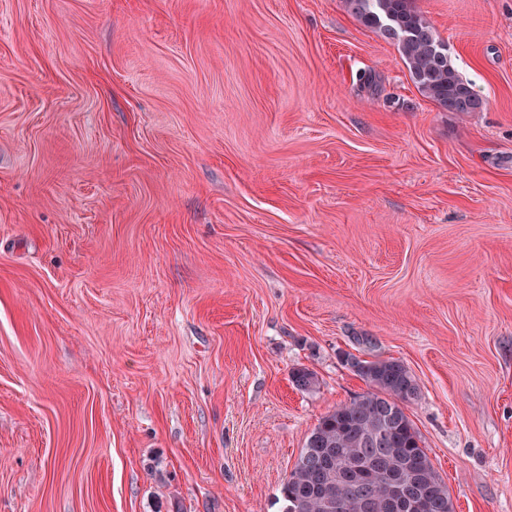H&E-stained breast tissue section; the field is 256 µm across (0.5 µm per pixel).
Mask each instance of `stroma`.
I'll return each mask as SVG.
<instances>
[{
	"mask_svg": "<svg viewBox=\"0 0 512 512\" xmlns=\"http://www.w3.org/2000/svg\"><path fill=\"white\" fill-rule=\"evenodd\" d=\"M415 6L483 111L345 0H0V512H280L347 352L512 512V0Z\"/></svg>",
	"mask_w": 512,
	"mask_h": 512,
	"instance_id": "35a3bbf8",
	"label": "stroma"
}]
</instances>
